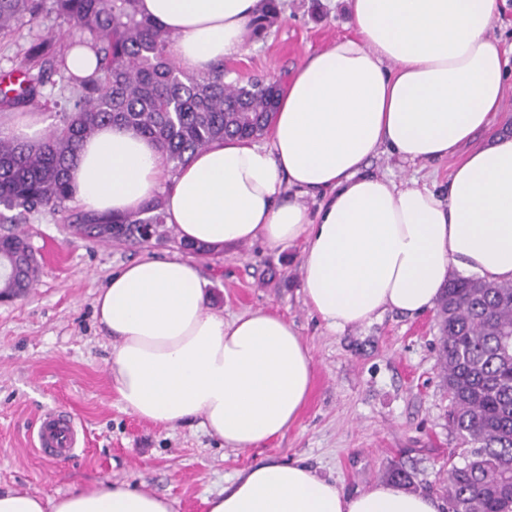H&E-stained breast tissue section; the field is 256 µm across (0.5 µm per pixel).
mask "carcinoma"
Here are the masks:
<instances>
[{"mask_svg":"<svg viewBox=\"0 0 512 512\" xmlns=\"http://www.w3.org/2000/svg\"><path fill=\"white\" fill-rule=\"evenodd\" d=\"M139 0H0V35L53 12L89 35L99 70L78 80L80 90L61 124L29 144L0 136V223L21 224L45 211L65 212L73 199L68 171L80 142L105 124L153 139L172 169L226 137L262 135L275 111L276 83L224 80V64L186 74L172 60V35L142 14ZM280 16L265 0L253 21L264 33ZM20 88H0V105L35 101L52 67H65L54 36L32 41ZM82 233L100 242L165 238L164 201L155 197L134 215L104 220L83 214ZM0 298L32 287L39 270L20 234L0 236ZM438 364L448 390V425L463 463L441 481L445 512H512V283L450 278L436 303Z\"/></svg>","mask_w":512,"mask_h":512,"instance_id":"1","label":"carcinoma"}]
</instances>
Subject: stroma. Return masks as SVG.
I'll return each instance as SVG.
<instances>
[{
	"mask_svg": "<svg viewBox=\"0 0 512 512\" xmlns=\"http://www.w3.org/2000/svg\"><path fill=\"white\" fill-rule=\"evenodd\" d=\"M278 22L243 52L225 57L226 81L283 77L307 56L353 34L349 0H281ZM55 33L67 49L78 29L49 15L0 36V78L22 68L32 40ZM449 157L409 165L383 153L368 172L445 189ZM40 265L35 287L0 301V491L54 497L76 485L122 481L167 497L175 512H206V499L265 461L301 460L352 494L403 467L412 491L438 495L457 441L448 428V394L437 361L434 311L385 312L373 323L334 330L305 303L302 244L279 250L255 241L196 255L210 305L232 320L266 310L293 322L313 357L309 400L283 435L240 451L220 445L198 424L164 427L122 409L106 373L111 341L95 299L112 274L145 258L186 257L175 227L164 241L101 243L75 224L43 213L19 226ZM74 416L80 449L72 458L39 455L44 413Z\"/></svg>",
	"mask_w": 512,
	"mask_h": 512,
	"instance_id": "stroma-1",
	"label": "stroma"
}]
</instances>
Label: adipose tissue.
Masks as SVG:
<instances>
[{
  "mask_svg": "<svg viewBox=\"0 0 512 512\" xmlns=\"http://www.w3.org/2000/svg\"><path fill=\"white\" fill-rule=\"evenodd\" d=\"M355 33L315 51L282 88L270 144L228 137L170 170L157 143L120 125L79 147L69 177L102 218L165 196L182 242L214 248L303 243V293L332 329L385 311L433 307L450 269L512 282V136L460 160L446 193L368 173L389 150L408 163L458 155L495 122L507 60L489 29L497 0H350ZM263 0H139L173 36L186 72L243 50ZM298 199H282L284 187ZM318 199L309 211L303 197ZM95 314L113 339L106 361L124 411L157 425L198 421L226 447L284 434L305 407L313 358L294 325L254 311H212L190 258L142 259L112 275ZM208 512H441L434 496L378 483L353 494L300 461H266L207 499ZM0 512H174L129 484L76 486L57 498L0 492Z\"/></svg>",
  "mask_w": 512,
  "mask_h": 512,
  "instance_id": "1",
  "label": "adipose tissue"
}]
</instances>
